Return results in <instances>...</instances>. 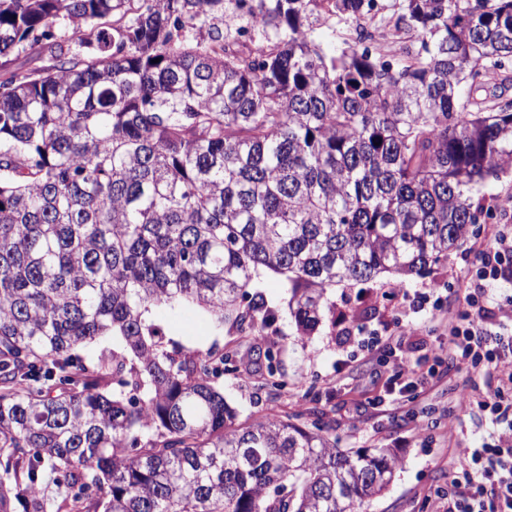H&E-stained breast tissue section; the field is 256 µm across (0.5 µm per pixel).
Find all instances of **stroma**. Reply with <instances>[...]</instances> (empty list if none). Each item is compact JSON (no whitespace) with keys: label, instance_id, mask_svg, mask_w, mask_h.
I'll return each mask as SVG.
<instances>
[{"label":"stroma","instance_id":"35a3bbf8","mask_svg":"<svg viewBox=\"0 0 512 512\" xmlns=\"http://www.w3.org/2000/svg\"><path fill=\"white\" fill-rule=\"evenodd\" d=\"M491 231L488 224L472 225L447 260L407 282L409 293H439L442 310L432 322L425 313L413 315L420 331L398 347L390 334L405 310L383 278L329 289L328 302L338 317L324 319L310 336L299 334L288 314L284 278L271 272L260 273L255 284L278 312L271 327L240 331L228 324L219 333L204 314L188 307L153 310L152 320L184 348L237 349L251 371L225 375L224 397L241 418L299 412L304 421L325 425L339 447L393 449L400 458L395 478L382 496L365 503L366 512H435L436 495L447 491L448 470L458 455L493 443L499 427L477 402L482 379L454 366L447 351L437 367L422 363V370L434 372L427 383L388 391L396 361L393 351L417 353L443 340V319L466 308L468 290L458 279L459 271L475 261ZM271 341L282 346L278 359L287 379L278 396L257 387L265 365L263 352Z\"/></svg>","mask_w":512,"mask_h":512}]
</instances>
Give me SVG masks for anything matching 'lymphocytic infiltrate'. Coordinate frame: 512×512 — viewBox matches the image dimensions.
<instances>
[{
  "label": "lymphocytic infiltrate",
  "instance_id": "lymphocytic-infiltrate-1",
  "mask_svg": "<svg viewBox=\"0 0 512 512\" xmlns=\"http://www.w3.org/2000/svg\"><path fill=\"white\" fill-rule=\"evenodd\" d=\"M512 265V227L493 230L467 271L474 289L466 296V309L448 322V347L458 363L470 366L482 378L497 380L483 405L492 419L506 414L503 386L512 387V350L504 343V327L488 306L483 282L496 278ZM441 512H512V422L496 443L464 449L448 475V492Z\"/></svg>",
  "mask_w": 512,
  "mask_h": 512
}]
</instances>
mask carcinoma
Masks as SVG:
<instances>
[{
  "label": "carcinoma",
  "instance_id": "cac0c4a2",
  "mask_svg": "<svg viewBox=\"0 0 512 512\" xmlns=\"http://www.w3.org/2000/svg\"><path fill=\"white\" fill-rule=\"evenodd\" d=\"M259 20L241 40L226 23ZM0 0V512H357L388 448L240 421L238 352L168 349L154 307L304 336L327 291L403 287L495 218L512 170V0ZM208 26L191 38L190 21ZM351 28L338 50L316 35ZM92 49L69 56L56 40ZM419 49L361 46L372 31ZM160 62H154V59ZM261 386L279 390L265 350ZM62 490L50 502L45 476ZM13 68L22 70H39L52 65L47 53L38 54L37 49H31L28 44L20 45L10 53Z\"/></svg>",
  "mask_w": 512,
  "mask_h": 512
}]
</instances>
